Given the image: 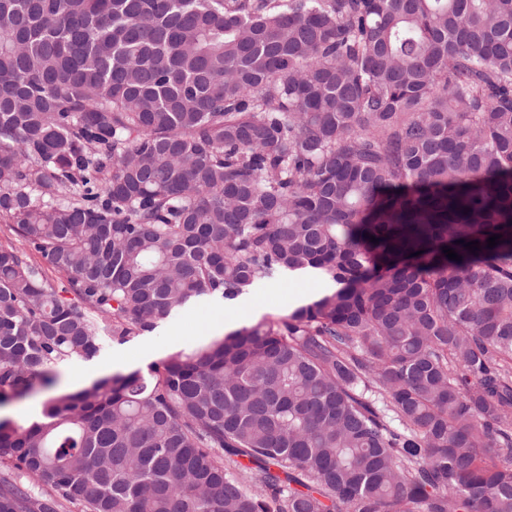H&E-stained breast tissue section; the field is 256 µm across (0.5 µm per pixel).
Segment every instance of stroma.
<instances>
[{"instance_id":"stroma-1","label":"stroma","mask_w":512,"mask_h":512,"mask_svg":"<svg viewBox=\"0 0 512 512\" xmlns=\"http://www.w3.org/2000/svg\"><path fill=\"white\" fill-rule=\"evenodd\" d=\"M292 283L287 275L261 281L233 300L203 296L162 322L153 332L119 344L105 341L101 352L90 360L78 359L54 370L53 385L36 389L28 396L0 407V417L24 423L36 415L42 403L56 393L78 386L83 375L109 376L114 365L123 370H148L168 354L224 336L226 330L259 320H277L293 309L288 302Z\"/></svg>"}]
</instances>
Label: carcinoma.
<instances>
[{"label":"carcinoma","instance_id":"1","mask_svg":"<svg viewBox=\"0 0 512 512\" xmlns=\"http://www.w3.org/2000/svg\"><path fill=\"white\" fill-rule=\"evenodd\" d=\"M0 219V405L337 285L0 417V512H512V0H0ZM288 275L298 283L317 282L315 270L306 269L263 280L234 300L200 297L162 322L153 332L135 336L123 344L107 339L101 352L93 359H78L55 369L53 385L37 387L28 396L1 406L0 417H8L19 423L27 422L39 412L41 404L51 394L74 392L86 386H78L80 375L93 373L92 381L132 369L147 372L152 363L159 362L172 352L208 343L224 336L228 330L250 326L261 319L278 320L285 317L296 307L288 303V289L297 288L295 283L288 280ZM267 288L275 289L278 300L269 302L262 297V292ZM118 362L123 365H116Z\"/></svg>","mask_w":512,"mask_h":512}]
</instances>
